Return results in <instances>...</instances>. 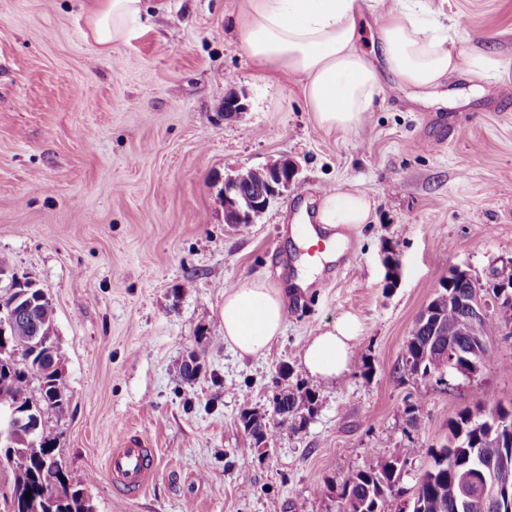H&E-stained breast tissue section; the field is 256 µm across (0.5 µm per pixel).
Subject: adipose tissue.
Returning a JSON list of instances; mask_svg holds the SVG:
<instances>
[{
  "label": "adipose tissue",
  "instance_id": "adipose-tissue-1",
  "mask_svg": "<svg viewBox=\"0 0 512 512\" xmlns=\"http://www.w3.org/2000/svg\"><path fill=\"white\" fill-rule=\"evenodd\" d=\"M378 28V55L363 46L365 0H241L235 23L246 54L275 65L300 80L301 94L314 123L325 132H356L373 111L390 73L409 88L440 87L460 65L484 76L498 72L491 52L464 50L432 29L408 0ZM143 0H88V34L102 56L112 44L133 34ZM372 204L362 193L336 190L325 194L316 220L329 229L367 223ZM224 341L239 356L254 357L281 336L286 305L281 289L251 279L224 292ZM361 327L351 315L309 337L302 363L313 377L330 380L349 367Z\"/></svg>",
  "mask_w": 512,
  "mask_h": 512
}]
</instances>
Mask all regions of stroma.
<instances>
[{
  "label": "stroma",
  "instance_id": "35a3bbf8",
  "mask_svg": "<svg viewBox=\"0 0 512 512\" xmlns=\"http://www.w3.org/2000/svg\"><path fill=\"white\" fill-rule=\"evenodd\" d=\"M144 3L104 57L82 0H0V262L54 303L68 406L45 427L71 482L92 512H339L344 475L400 457L414 492L450 419L512 407L506 367L427 385L404 359L449 270L483 287L512 277V0H421L499 72L429 93L384 76L350 135L320 130L298 80L246 56L240 0ZM230 96L245 109L228 118ZM279 158L296 163V185L232 228L225 177ZM336 189L365 193L370 219L346 230L341 270L290 292L302 256L290 227ZM252 278L285 289L290 314L265 355L242 358L224 341V290ZM347 313L362 326L348 371L310 376L305 340ZM193 352L202 370L187 382ZM284 383L316 395L285 425L272 403ZM246 405L270 447L253 446ZM127 432L153 446L139 490L106 469ZM241 420L255 446L267 444L270 437V429L267 427L263 416L258 415L251 409L244 408L241 412Z\"/></svg>",
  "mask_w": 512,
  "mask_h": 512
}]
</instances>
